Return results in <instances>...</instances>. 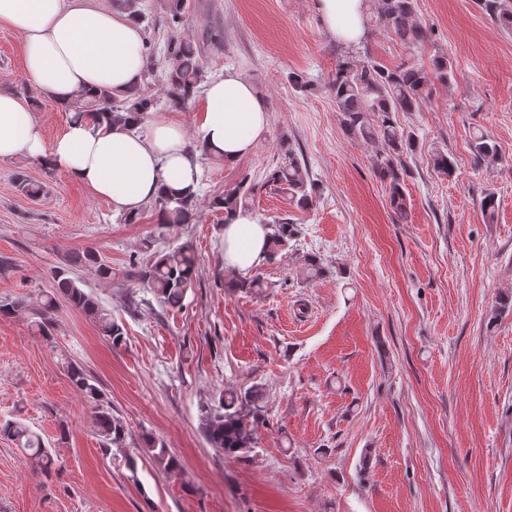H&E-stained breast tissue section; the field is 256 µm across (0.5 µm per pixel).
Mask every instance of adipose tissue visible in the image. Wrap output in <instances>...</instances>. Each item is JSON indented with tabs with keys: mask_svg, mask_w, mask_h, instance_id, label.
<instances>
[{
	"mask_svg": "<svg viewBox=\"0 0 512 512\" xmlns=\"http://www.w3.org/2000/svg\"><path fill=\"white\" fill-rule=\"evenodd\" d=\"M325 30L346 46L361 44L364 0H317ZM24 45L28 79L56 101L81 89L123 90L140 84L147 70L143 34L127 16L89 0H0V27ZM199 133L225 163L249 154L269 123L266 100L233 70L212 78L203 91ZM28 157L49 162L67 179L107 200L114 212L136 213L160 192L193 196L201 167L182 126L156 121L148 133L69 122L53 142L23 97L0 86V160ZM268 228L251 214L224 224V268L247 276L267 257Z\"/></svg>",
	"mask_w": 512,
	"mask_h": 512,
	"instance_id": "ef3b65f1",
	"label": "adipose tissue"
}]
</instances>
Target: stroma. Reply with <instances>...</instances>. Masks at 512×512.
Wrapping results in <instances>:
<instances>
[{
    "mask_svg": "<svg viewBox=\"0 0 512 512\" xmlns=\"http://www.w3.org/2000/svg\"><path fill=\"white\" fill-rule=\"evenodd\" d=\"M484 0H417L430 34L408 52L374 28L369 54L387 66L435 54L455 65L419 111L396 116L419 146L397 219L370 168L373 144L351 140L327 89L346 48L323 29L316 0H189L184 30L209 26L222 51L205 53L209 75L241 72L266 98L269 124L232 165L201 157L197 215L159 223L152 207L135 224L58 172L29 158L0 161V297L35 299L64 258L99 250L126 269L142 239L190 243L197 265L183 309L125 308L133 282L72 271L123 326L115 349L65 300L50 339L28 312L0 319V422L20 420L60 462L37 475L0 434V512H512V31ZM306 74L296 91L289 72ZM20 38L0 28V84L24 86ZM499 158L475 163L473 131ZM302 151L320 196L306 211L263 188L249 207L260 223L287 218L293 249L258 272L263 292L215 286L224 266V215L212 197L243 176L262 181L281 139ZM453 156V177L431 157ZM24 171L47 186L31 199ZM495 192L494 220L481 201ZM327 272L304 279V256ZM94 376L129 429L125 450L104 454L94 409L65 361ZM262 386L266 423L246 458L215 453L200 409L217 390ZM150 434L184 467H156ZM137 461L125 466L126 455Z\"/></svg>",
    "mask_w": 512,
    "mask_h": 512,
    "instance_id": "obj_1",
    "label": "stroma"
}]
</instances>
